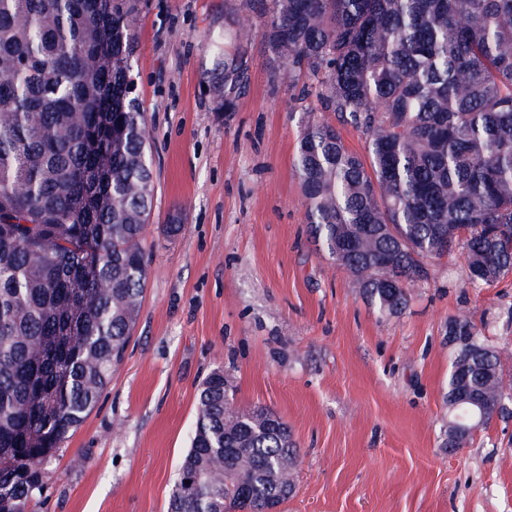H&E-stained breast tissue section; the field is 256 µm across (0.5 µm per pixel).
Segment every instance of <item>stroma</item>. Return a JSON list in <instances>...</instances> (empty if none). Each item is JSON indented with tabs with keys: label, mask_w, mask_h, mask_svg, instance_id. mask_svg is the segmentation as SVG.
I'll return each mask as SVG.
<instances>
[{
	"label": "stroma",
	"mask_w": 512,
	"mask_h": 512,
	"mask_svg": "<svg viewBox=\"0 0 512 512\" xmlns=\"http://www.w3.org/2000/svg\"><path fill=\"white\" fill-rule=\"evenodd\" d=\"M153 147L149 275L98 407L47 465L32 512H167L203 380L223 369L299 446L282 512H512V417L446 448L448 319L512 349V274L477 287L433 261L406 308L379 315L308 232L294 158L300 101L251 47L247 94L204 90L224 0H147L134 20Z\"/></svg>",
	"instance_id": "35a3bbf8"
}]
</instances>
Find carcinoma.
I'll return each instance as SVG.
<instances>
[{
	"instance_id": "carcinoma-1",
	"label": "carcinoma",
	"mask_w": 512,
	"mask_h": 512,
	"mask_svg": "<svg viewBox=\"0 0 512 512\" xmlns=\"http://www.w3.org/2000/svg\"><path fill=\"white\" fill-rule=\"evenodd\" d=\"M142 0H0V512H29L45 466L97 406L148 278L152 154L135 94ZM282 83L365 139L302 113L295 170L312 237L382 315L455 249L476 286L512 272V0H224L205 70L218 112L245 95L250 45ZM315 84L299 85L301 75ZM452 349L448 450L512 413L505 348L467 315ZM285 422L224 371L197 394L168 512H264L294 488Z\"/></svg>"
}]
</instances>
